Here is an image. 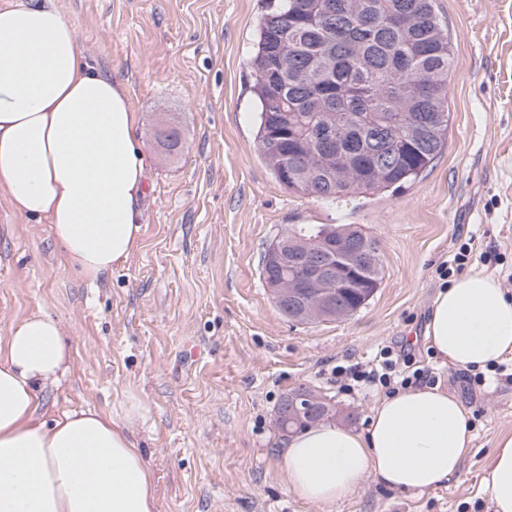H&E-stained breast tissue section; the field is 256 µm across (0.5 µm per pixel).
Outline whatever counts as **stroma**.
I'll use <instances>...</instances> for the list:
<instances>
[{
    "label": "stroma",
    "instance_id": "obj_1",
    "mask_svg": "<svg viewBox=\"0 0 512 512\" xmlns=\"http://www.w3.org/2000/svg\"><path fill=\"white\" fill-rule=\"evenodd\" d=\"M50 2L83 60L126 84L149 168L140 244L93 283L70 268L48 220L15 213L0 192V339L42 313L66 325L73 351L38 418L139 395L149 415L132 432L158 512H492L481 480L512 435V377L489 371L480 384L441 364L425 326L439 270L462 244L512 296V0H436L455 57L448 144L414 183L343 204L286 190L257 150L249 58L263 0ZM165 120L182 138L170 157L154 145ZM301 224H358L377 240L382 281L351 318L296 323L274 304L262 254ZM405 343L468 413L473 446L459 473L422 492L369 475L335 505L297 498L276 457L281 398L311 388L336 424L363 431L382 388L343 390L331 372Z\"/></svg>",
    "mask_w": 512,
    "mask_h": 512
}]
</instances>
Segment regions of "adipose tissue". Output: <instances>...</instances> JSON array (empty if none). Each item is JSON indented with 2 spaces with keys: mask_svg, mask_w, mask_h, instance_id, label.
Listing matches in <instances>:
<instances>
[{
  "mask_svg": "<svg viewBox=\"0 0 512 512\" xmlns=\"http://www.w3.org/2000/svg\"><path fill=\"white\" fill-rule=\"evenodd\" d=\"M147 157L123 81L83 62L73 26L43 0L0 10V191L30 219H49L67 262L86 280L110 272L141 237ZM425 336L449 366L479 370L512 357V297L474 269L437 292ZM71 372L64 324L41 313L0 342V512H156L153 471L132 436L149 409L38 420L41 393ZM465 410L439 385L377 401L365 431L323 422L278 454L300 499L335 504L366 475L423 491L456 475L472 449ZM493 512H512V436L483 477Z\"/></svg>",
  "mask_w": 512,
  "mask_h": 512,
  "instance_id": "1",
  "label": "adipose tissue"
}]
</instances>
